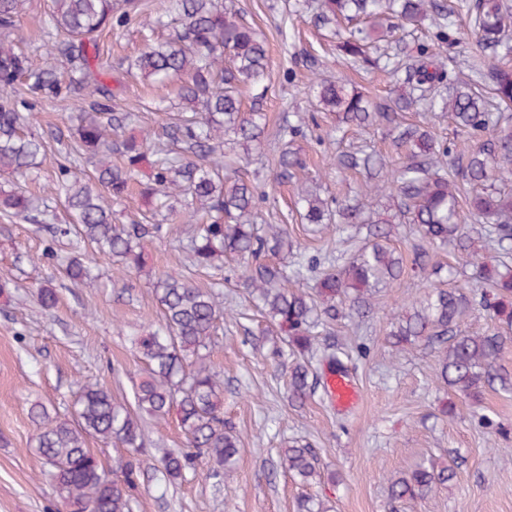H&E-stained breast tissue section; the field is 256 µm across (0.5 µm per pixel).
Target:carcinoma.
I'll return each mask as SVG.
<instances>
[{
	"instance_id": "cac0c4a2",
	"label": "carcinoma",
	"mask_w": 512,
	"mask_h": 512,
	"mask_svg": "<svg viewBox=\"0 0 512 512\" xmlns=\"http://www.w3.org/2000/svg\"><path fill=\"white\" fill-rule=\"evenodd\" d=\"M26 0H0V172L12 176L10 190L0 188V213L30 221L51 241L67 238L72 255L62 274L75 284L92 279L84 261L85 249L112 258L128 269L141 271L144 243L163 231L157 216L173 210L174 192L191 198L182 223L194 225L190 244L191 265L215 270L224 258L237 259L240 279L262 308L269 322L285 333L293 362L288 371V398L303 406L311 398V359L322 355L326 363L347 370L333 343H319L318 328L343 315L344 309L360 314L371 308L380 286L397 281L404 261L391 245L396 225L370 222L368 242L359 247L347 264L324 274L312 294L290 287L280 268L266 260L292 252L288 229L255 223L257 188L237 166L226 170L224 145L251 147L262 144L265 115L242 110L240 90L260 84L268 70L265 42L233 10L230 0H170L179 28L167 38L154 37L166 26L167 12L147 16L136 0H125L116 9L113 0H50L46 36L51 41L49 59L30 55L17 35V24ZM302 8L315 12L323 26H344L336 32L338 49L352 62L369 61L367 27H377L385 38L405 24L431 18L432 42L415 44L405 56L383 52L392 69L405 70L411 92L394 105L372 104L339 81L315 78L310 92L325 112L336 113L338 123L368 128L384 124L397 130L394 145L406 148L407 161L391 168L375 152L358 150L338 157L346 169H364L372 180L371 191L396 201V217L416 228L425 246L419 248L412 266L427 271L429 250L471 242L467 222L489 224L488 235L502 251L503 260L489 268L476 264L474 293L491 319L512 326V194L491 183L493 177L512 176V117L500 112L512 105V68L495 62L476 63L465 55L466 39L480 51L512 54V34L507 25L509 6L504 0H468L469 24L461 28L448 6L437 0H300ZM136 24L146 34L144 50L127 62V72L147 83L180 81L177 113L162 133L146 132L141 140L120 143L118 134L130 112L112 109V91L102 82L110 70L97 50L98 34L113 25ZM466 64L469 81L449 86V67ZM84 92L73 137L82 148L80 159L92 167L94 180L84 169L60 165L57 194L65 199L72 215L70 224H45L33 215L27 180L37 167L45 144L41 137L24 132L43 101ZM443 99V116L455 124L462 139L450 147L419 125L401 127L399 113L414 106L435 107ZM124 157L112 163V153ZM451 159L463 180L480 187L468 198L467 214H461L460 187L448 179L445 159ZM150 174L141 196L150 208L143 222L116 224L112 199L127 195L142 163ZM301 154L280 152L277 178L286 182L304 168ZM300 217L323 229L333 226L331 213L341 224H356L362 211L338 200L322 199L306 189L297 192ZM154 294L164 325L136 338L145 377L136 385L134 404L126 405L98 382L80 388L74 421L50 418L47 409L35 404L31 414L39 420L36 450L46 466L45 475L69 512H133L145 445L143 416L157 423L177 409L185 442L170 448L159 459V480L174 483L207 459L212 475L229 476L235 469L240 438L224 420V378L206 363L212 348L216 322L222 314L217 294L195 286L182 273H165ZM42 307L58 301L56 288L46 282L37 289ZM468 308L466 299L452 288L428 287L422 297L394 317L389 343L405 351L420 342L436 344L441 355L435 367L436 382L468 399H477L492 376L491 364L512 341L495 331L466 334L459 323ZM126 450V457L109 472L89 448V439ZM281 465L303 483L319 475L318 456L309 443L297 440L281 449ZM454 476L448 464L431 458L413 470L390 478L391 498L416 502L427 498L438 485Z\"/></svg>"
}]
</instances>
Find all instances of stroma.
Segmentation results:
<instances>
[{
	"mask_svg": "<svg viewBox=\"0 0 512 512\" xmlns=\"http://www.w3.org/2000/svg\"><path fill=\"white\" fill-rule=\"evenodd\" d=\"M234 3L265 38L271 69L265 86L243 95L244 110L263 112L267 119L265 140L252 151L248 167L263 194L256 221L287 226L298 246L299 256L284 261L286 276H293L299 258L317 259L318 269L304 271L300 281L312 291L324 273L349 260L363 238L343 224L315 236L304 231L294 207L297 185L308 184L324 199H358L365 193V174L337 169L336 155L360 147L381 152L395 164L400 157L387 126H338L335 113L314 108L306 87L313 77H333L362 90L374 103L387 104L404 93L405 85L402 77L373 65H347L311 14L294 10L295 0ZM142 47L134 28L108 29L99 38L100 56L112 63L104 79L114 94L112 103L117 111L135 112L125 129L129 136L158 128L161 115L149 103L174 95L173 88L127 74L126 57ZM80 103L76 94L42 103L31 128L48 148L30 189L47 200L52 224L70 221L63 198L53 190L60 163L76 157L69 127ZM291 125L304 129L291 147L306 157L308 168L280 185L274 180L284 147L279 132ZM185 204V198L175 200L177 213L166 220L164 234L147 243L142 271H127L97 254L92 262L96 281L79 287L42 256L50 244L58 255H67V242H50L35 225L0 217V280L9 282L0 294V512H65L35 450L37 424L30 408L40 403L51 416L73 418L84 381L100 382L118 400L133 403L143 376L133 340L160 325L153 284L173 270L219 293L224 307L233 311L213 337L210 361L223 373L224 417L239 434L241 450L228 480L211 477L204 465L165 486L155 468L164 449L181 446L182 432L173 417L161 425L146 421L134 512H295L296 499L305 492L323 501L329 512H512V383H493L479 403H471L436 387L433 346L421 343L399 353L387 340L394 311L423 293L420 275L406 270L380 292L365 319L343 317L324 327V339L353 355L349 367L360 388L358 406L338 411L319 387L305 406L296 407L288 400L284 376L291 359L277 361L270 355L281 334L262 335L266 323L246 301L236 263L225 261L220 271L188 263L185 245L193 227L181 221ZM476 247L473 253L440 249L432 261L452 267L462 285L474 271V260L488 265L499 260L493 246L480 241ZM48 281L59 292L51 309L36 297L37 287ZM292 439L308 441L320 453L321 475L306 487L279 461V448ZM431 458L448 462L454 478L425 500L392 501L390 477Z\"/></svg>",
	"mask_w": 512,
	"mask_h": 512,
	"instance_id": "1",
	"label": "stroma"
}]
</instances>
